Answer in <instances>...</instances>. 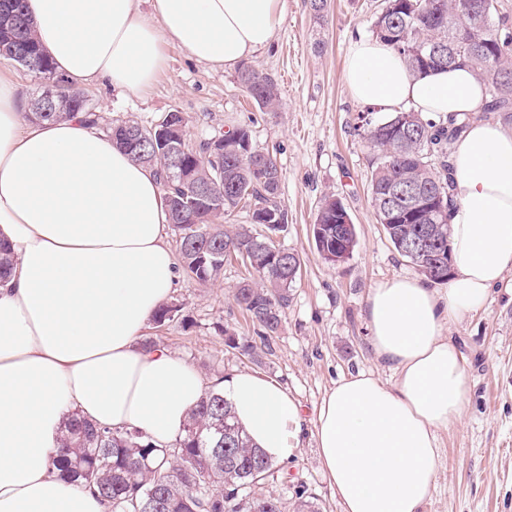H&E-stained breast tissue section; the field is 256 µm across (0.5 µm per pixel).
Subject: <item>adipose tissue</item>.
Here are the masks:
<instances>
[{
	"label": "adipose tissue",
	"instance_id": "1",
	"mask_svg": "<svg viewBox=\"0 0 512 512\" xmlns=\"http://www.w3.org/2000/svg\"><path fill=\"white\" fill-rule=\"evenodd\" d=\"M25 0L39 43L70 84L139 92L176 44L233 69L267 48L282 0ZM345 82L362 104L451 118L477 110L485 86L468 67L413 75L376 39L352 44ZM452 275L444 290L397 277L372 288L370 344L395 374L338 380L315 422L319 459L343 512H421L440 461L438 434L471 393L452 322L485 304L512 268V128L472 123L453 155ZM169 213L154 171L75 116L26 122L15 83L0 78V241L14 254L0 278V512H110L51 458L64 417L139 430L171 443L206 391L203 377L142 343L174 288ZM239 424L270 460L293 456L304 416L274 380L216 381Z\"/></svg>",
	"mask_w": 512,
	"mask_h": 512
}]
</instances>
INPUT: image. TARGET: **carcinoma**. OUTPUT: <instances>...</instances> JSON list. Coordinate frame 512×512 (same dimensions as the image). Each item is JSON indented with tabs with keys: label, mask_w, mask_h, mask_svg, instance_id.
<instances>
[{
	"label": "carcinoma",
	"mask_w": 512,
	"mask_h": 512,
	"mask_svg": "<svg viewBox=\"0 0 512 512\" xmlns=\"http://www.w3.org/2000/svg\"><path fill=\"white\" fill-rule=\"evenodd\" d=\"M24 0H0V58L16 61L10 46L14 21L23 23L25 36L36 54L42 49L32 24L23 11ZM373 34L387 42L417 75L439 69L467 66L488 87L489 100L483 112H512V32L499 16L497 0H382L373 21ZM245 93L259 107L274 112L279 107L276 83L251 64L238 72ZM66 109L61 112H32L29 119L54 122L79 112L89 117L90 99L81 89L68 88ZM180 123L185 179L168 184L163 176L167 154L162 146L146 144L130 150L139 162L154 169L167 193L170 223L180 231L179 256L183 271L207 283L224 269L230 253L249 255L259 280L244 281L236 290L237 305L267 336L281 325L280 312L288 303V291L298 272L288 264L270 265L272 235L283 230L287 213L278 201L280 169L270 155L252 146L245 127L220 137L238 143V151L213 160V140L193 147L186 138L184 117L176 112L164 122L146 127L127 120L111 128L114 141L127 148L125 131L133 128L152 139L173 120ZM470 122L468 115L435 124L420 112H396L369 122L358 115L355 131L373 153L370 175L371 204L395 250L420 267L436 283L448 281V270L425 263L422 257L405 252L403 239L416 234L417 226L434 225L429 251L448 257L450 228L448 198L452 168L448 144L461 135ZM404 184L418 189L424 197L442 196L443 213L422 212L395 218L408 210L407 201L391 202L390 190ZM217 201L220 212L196 201L200 192ZM273 213L277 223L266 226L267 234L240 224L229 230L219 223L238 207ZM347 210L334 196L323 198L315 223L321 225L317 250L334 252L336 225L343 223ZM181 305L164 303L152 321L163 326L179 319ZM54 463L76 484L95 487L111 512H282L278 497L255 494L271 475L273 464L253 445L238 424L230 403L209 390L191 410L175 442L159 448L139 431L98 428L75 415L64 421L59 458Z\"/></svg>",
	"instance_id": "cac0c4a2"
}]
</instances>
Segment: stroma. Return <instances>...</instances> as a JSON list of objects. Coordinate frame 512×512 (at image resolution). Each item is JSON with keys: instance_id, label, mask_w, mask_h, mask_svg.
I'll return each mask as SVG.
<instances>
[{"instance_id": "obj_1", "label": "stroma", "mask_w": 512, "mask_h": 512, "mask_svg": "<svg viewBox=\"0 0 512 512\" xmlns=\"http://www.w3.org/2000/svg\"><path fill=\"white\" fill-rule=\"evenodd\" d=\"M380 3L330 0L319 20L309 0H283L275 39L250 59L277 83L280 107L274 112L246 96L237 70L200 64L173 44L164 69L144 91L87 90L104 122L133 119L148 126L175 111L186 119L191 144L244 126L253 146L275 158L288 225L273 241L302 261L278 333L260 340L257 325L238 307L234 294L249 271L232 261L214 282L179 276L171 300L181 304V320L164 328L147 324L143 337L177 353L209 381L243 371L276 381L310 421L343 376L366 371L393 382L370 347L367 297L382 281L419 274L377 221L369 191L372 156L354 129L363 106L344 80L349 48L371 37ZM327 195L342 202L357 233L352 256L337 265L320 256L312 237ZM228 330L256 344L257 360L226 346ZM448 334L464 354L473 389L460 421L440 434L441 465L423 512H512V271L492 288L483 309L451 324ZM263 491L279 497L283 512H294L301 496L319 512H342L310 430L293 457L274 464Z\"/></svg>"}]
</instances>
